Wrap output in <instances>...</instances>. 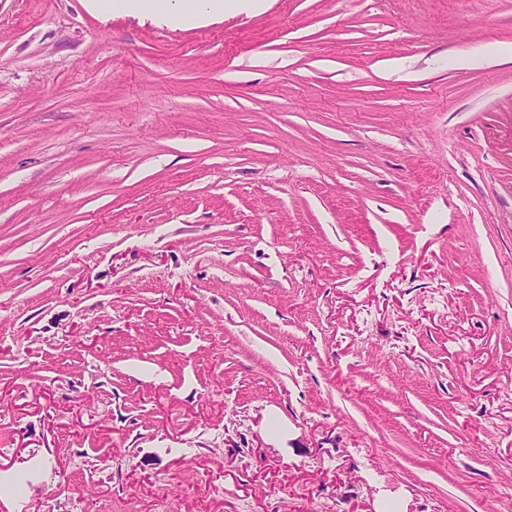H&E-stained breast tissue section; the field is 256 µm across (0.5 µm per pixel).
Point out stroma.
Masks as SVG:
<instances>
[{
	"mask_svg": "<svg viewBox=\"0 0 512 512\" xmlns=\"http://www.w3.org/2000/svg\"><path fill=\"white\" fill-rule=\"evenodd\" d=\"M512 512V0H0V512Z\"/></svg>",
	"mask_w": 512,
	"mask_h": 512,
	"instance_id": "35a3bbf8",
	"label": "stroma"
}]
</instances>
